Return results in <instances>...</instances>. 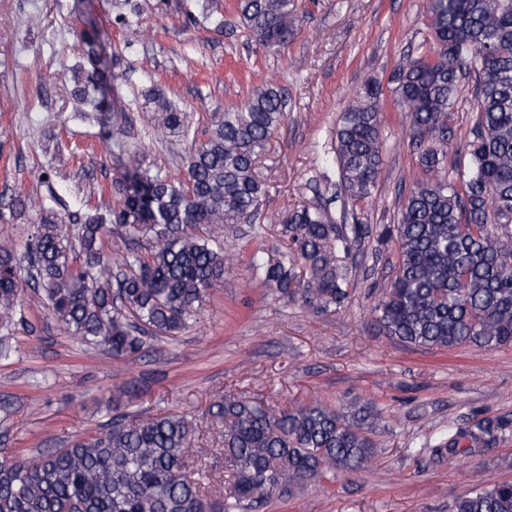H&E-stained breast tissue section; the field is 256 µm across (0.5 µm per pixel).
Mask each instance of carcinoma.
Instances as JSON below:
<instances>
[{
	"mask_svg": "<svg viewBox=\"0 0 512 512\" xmlns=\"http://www.w3.org/2000/svg\"><path fill=\"white\" fill-rule=\"evenodd\" d=\"M294 0H238L240 23L269 51L294 34ZM433 57L392 76L395 104L410 119L411 145L429 172L441 169L448 109L463 75L474 72L469 162L459 174L411 188L398 221L379 234L398 246L394 276L372 309L380 333L421 349L512 345V0H429ZM80 103L104 91L103 74L77 73ZM380 86L366 82L340 115L326 165L339 171L344 202L369 198L382 163ZM151 124L186 140L182 173L143 168L138 150L116 142L123 178L110 186L107 214L75 217L70 236L54 217L55 193L16 197L11 215L41 212L26 262L0 246V327L9 330L24 290L41 294L62 328L102 345L113 358L136 355L145 334L174 336L197 320L224 278V232L255 219L265 194L260 156L285 122L284 93L254 90L234 112H214L201 132L187 112L144 93ZM129 243L110 259L109 225ZM283 250L252 257L255 277L279 296L332 312L350 298L345 261L371 234L368 224H337L322 205L302 206L279 229ZM230 471L226 494L210 500L181 471L197 426L183 413L118 416L95 436L66 441L33 459L0 457V512H244L327 474L365 470L375 454L374 410L347 413L324 403L275 411L227 395L208 410ZM508 427L484 419L451 426L431 448L451 463L486 452ZM452 512H512V483L472 489Z\"/></svg>",
	"mask_w": 512,
	"mask_h": 512,
	"instance_id": "cac0c4a2",
	"label": "carcinoma"
}]
</instances>
